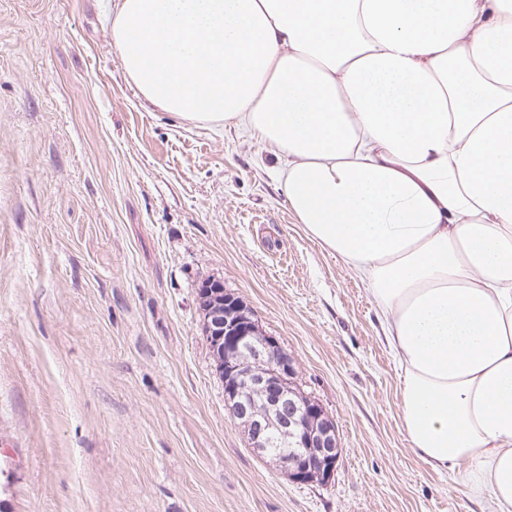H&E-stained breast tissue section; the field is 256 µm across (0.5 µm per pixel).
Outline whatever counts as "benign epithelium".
I'll return each mask as SVG.
<instances>
[{
	"mask_svg": "<svg viewBox=\"0 0 512 512\" xmlns=\"http://www.w3.org/2000/svg\"><path fill=\"white\" fill-rule=\"evenodd\" d=\"M200 293L215 372L224 382V408L239 420L248 446L264 455L277 435L301 449L295 457H275L287 479L331 483L341 454L336 425L321 404L289 391L297 375L291 357L222 284L207 281Z\"/></svg>",
	"mask_w": 512,
	"mask_h": 512,
	"instance_id": "7a95c632",
	"label": "benign epithelium"
}]
</instances>
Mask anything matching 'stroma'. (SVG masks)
Segmentation results:
<instances>
[{
  "instance_id": "35a3bbf8",
  "label": "stroma",
  "mask_w": 512,
  "mask_h": 512,
  "mask_svg": "<svg viewBox=\"0 0 512 512\" xmlns=\"http://www.w3.org/2000/svg\"><path fill=\"white\" fill-rule=\"evenodd\" d=\"M279 166L246 129L147 103L100 0H0V512H489L411 450L375 304ZM208 279L333 417L328 485L228 418Z\"/></svg>"
}]
</instances>
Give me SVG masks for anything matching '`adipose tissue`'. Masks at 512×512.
<instances>
[{
  "instance_id": "ef3b65f1",
  "label": "adipose tissue",
  "mask_w": 512,
  "mask_h": 512,
  "mask_svg": "<svg viewBox=\"0 0 512 512\" xmlns=\"http://www.w3.org/2000/svg\"><path fill=\"white\" fill-rule=\"evenodd\" d=\"M143 99L246 127L354 271L413 452L512 512V0H114Z\"/></svg>"
}]
</instances>
